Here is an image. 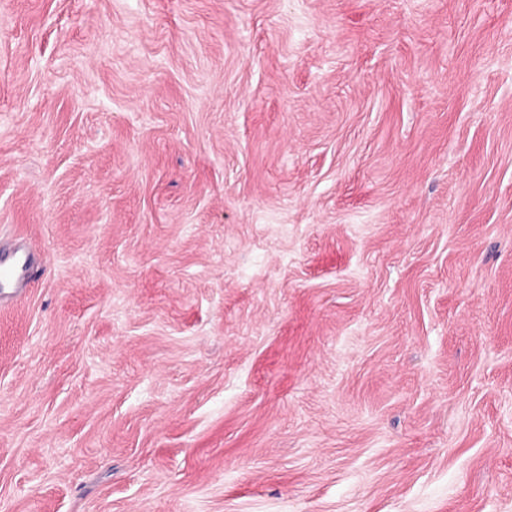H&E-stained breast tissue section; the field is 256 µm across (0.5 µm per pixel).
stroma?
I'll return each instance as SVG.
<instances>
[{
	"mask_svg": "<svg viewBox=\"0 0 512 512\" xmlns=\"http://www.w3.org/2000/svg\"><path fill=\"white\" fill-rule=\"evenodd\" d=\"M0 512H512V0H0ZM28 265V260L24 256H15L11 263H0V288H13L22 279L18 274V269L22 270Z\"/></svg>",
	"mask_w": 512,
	"mask_h": 512,
	"instance_id": "1",
	"label": "stroma"
}]
</instances>
